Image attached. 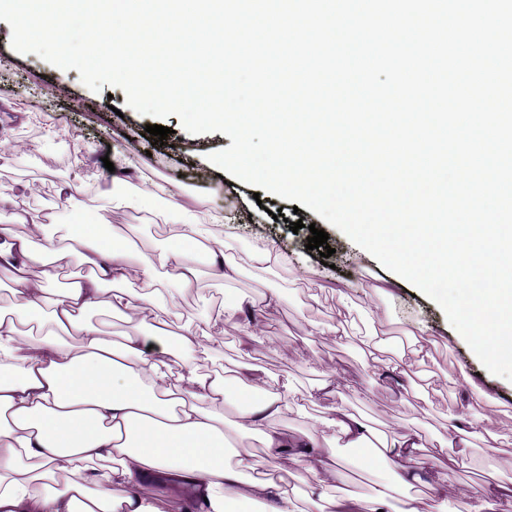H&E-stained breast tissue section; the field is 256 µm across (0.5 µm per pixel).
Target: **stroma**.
Returning <instances> with one entry per match:
<instances>
[{
  "instance_id": "obj_1",
  "label": "stroma",
  "mask_w": 512,
  "mask_h": 512,
  "mask_svg": "<svg viewBox=\"0 0 512 512\" xmlns=\"http://www.w3.org/2000/svg\"><path fill=\"white\" fill-rule=\"evenodd\" d=\"M0 60L7 64L0 69V143L9 144L26 132L31 135L25 153L0 154V195L14 194L23 183L32 187L17 208L0 211V225L24 233L26 227L16 223L15 215L25 212L60 236L71 224H99L106 233L127 236L136 249L171 245L180 232L177 225L139 208L109 205L103 194L112 178L104 166L109 158L121 160L131 191L160 183L170 189L175 204L200 221L222 217L226 251L254 253L257 239L277 248L279 260L237 264L228 280L216 275L206 246L192 253L200 288L180 298L179 319L194 322L202 336L213 332L214 321L223 324L221 344L202 349L198 363L228 375L230 405L225 417L234 418V403L249 396L235 382L247 369L281 376L307 390L322 382L324 373L335 371L340 377L336 395L300 402L275 421V428L286 433L309 429L315 420L333 416L340 405L360 413L385 437L400 425L417 426L428 443L418 469L450 475L444 512H469L471 502L462 495L463 487L478 486L493 473L512 478V380L482 365L434 301L308 207L229 180L226 171L207 159L230 146L223 133L189 134L172 115L160 121L170 133L163 145H156L145 128L157 121L130 108L121 88L106 85L94 92L81 82L77 70L57 68L33 53H16L5 22L0 23ZM73 182L81 186L74 199L66 191ZM268 203L280 204L286 216L325 229L336 250L347 252V262L324 266L317 251L306 249L288 225L267 214ZM271 293L278 295V302L255 315L260 338H252L241 321L225 320V296ZM372 310L380 321H369ZM413 311L435 329L423 364L433 380L427 389L410 388L408 377L392 374L388 363L370 361L376 349L395 359L406 353L412 344ZM337 323L345 328L343 338L323 334L324 326ZM461 380L482 390L471 408L477 414L491 413L484 428L496 435L498 448L478 446L465 467L452 470L433 447L459 412L464 399L457 386ZM324 445L343 465L335 495L351 490L371 497L376 483L392 475L391 464L383 461L364 470V449L341 447L331 435Z\"/></svg>"
}]
</instances>
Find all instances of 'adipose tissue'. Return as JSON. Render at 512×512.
<instances>
[{
    "label": "adipose tissue",
    "mask_w": 512,
    "mask_h": 512,
    "mask_svg": "<svg viewBox=\"0 0 512 512\" xmlns=\"http://www.w3.org/2000/svg\"><path fill=\"white\" fill-rule=\"evenodd\" d=\"M166 192L158 184L133 194L123 178H112L113 207L157 210L164 221L181 225L175 243L162 249L131 252L127 238L105 239L94 224L70 225L62 248L46 225L34 224L23 236L0 226V278L13 298L0 310V512H159L144 494L145 485L157 481L191 490V504L212 512L229 505L236 512H299L302 501L314 512H354L328 491L326 477L334 469L320 436L329 429L344 447H366L374 430L361 418L340 408L306 433L282 434L270 422L298 391L256 377L251 387L259 395L243 403L234 430L260 436L265 452L230 449L224 382L196 365L199 336L192 324L174 334L157 328L117 338L83 319L91 308L172 315L179 295L196 290L189 256L209 231L176 205L158 210ZM65 250L92 273L59 293L49 283ZM133 267L143 291L119 289ZM162 273L175 289L157 288ZM25 321L43 328L39 343L20 340L16 325ZM484 421L462 407L448 432L449 468L465 466L469 439ZM421 446V434L406 427L381 441L382 459L398 473L376 491L379 512L420 483L431 497H408L400 512H432V498L443 495L446 476L425 477L413 467ZM292 465L306 472L302 485L289 482ZM116 484L125 488L118 498L112 495Z\"/></svg>",
    "instance_id": "1"
}]
</instances>
